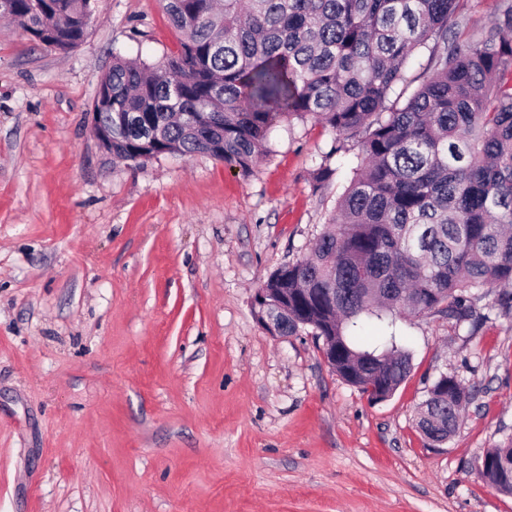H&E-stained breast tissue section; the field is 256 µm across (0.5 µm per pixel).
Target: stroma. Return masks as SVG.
I'll return each instance as SVG.
<instances>
[{
	"label": "stroma",
	"instance_id": "stroma-1",
	"mask_svg": "<svg viewBox=\"0 0 512 512\" xmlns=\"http://www.w3.org/2000/svg\"><path fill=\"white\" fill-rule=\"evenodd\" d=\"M161 0H100L62 52L0 23V512H512L477 464L512 438V314L407 316L412 370L373 403L253 297L308 251L358 163L282 116L250 174L207 155L134 165L91 110L114 56L180 49ZM335 175L325 187L321 164ZM471 400L433 447L416 414ZM448 382V387H447ZM470 393L453 377L434 383L418 413L417 427L430 445L448 440L458 426L460 412L469 403Z\"/></svg>",
	"mask_w": 512,
	"mask_h": 512
}]
</instances>
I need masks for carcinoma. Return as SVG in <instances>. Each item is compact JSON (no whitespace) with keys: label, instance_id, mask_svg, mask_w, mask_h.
Returning <instances> with one entry per match:
<instances>
[{"label":"carcinoma","instance_id":"cac0c4a2","mask_svg":"<svg viewBox=\"0 0 512 512\" xmlns=\"http://www.w3.org/2000/svg\"><path fill=\"white\" fill-rule=\"evenodd\" d=\"M181 34L158 66L116 56L100 86L112 158L208 155L248 174L285 115L312 116L353 169L314 247L264 283L288 289L267 308L288 336L336 337V373L393 394L412 369L405 310L472 317L474 288L501 287L512 311V0L482 39L463 38L460 0H163ZM92 0H0L32 40L60 51L85 37ZM428 53L414 90L406 65ZM470 393L434 383L417 427L448 440Z\"/></svg>","mask_w":512,"mask_h":512}]
</instances>
